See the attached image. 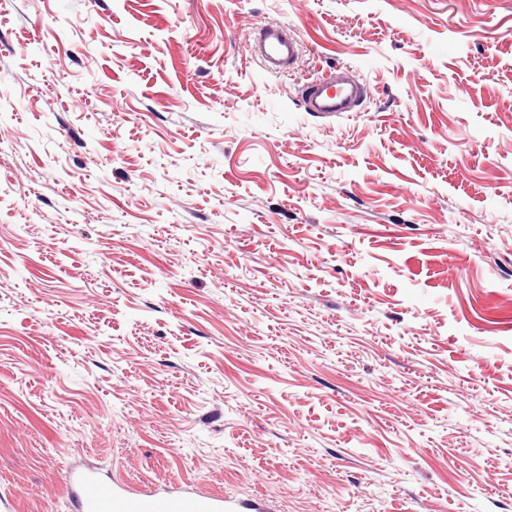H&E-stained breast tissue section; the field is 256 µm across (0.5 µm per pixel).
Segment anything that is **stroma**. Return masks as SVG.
Instances as JSON below:
<instances>
[{"label": "stroma", "instance_id": "obj_1", "mask_svg": "<svg viewBox=\"0 0 512 512\" xmlns=\"http://www.w3.org/2000/svg\"><path fill=\"white\" fill-rule=\"evenodd\" d=\"M77 465L512 512V0H0V512ZM299 49L298 38L278 24L266 25L250 42V53L260 60L263 69L270 74L293 67ZM368 95L365 83L355 76H344L336 69L306 86L302 106L307 112L335 114L352 112Z\"/></svg>", "mask_w": 512, "mask_h": 512}]
</instances>
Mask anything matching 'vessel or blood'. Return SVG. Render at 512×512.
I'll list each match as a JSON object with an SVG mask.
<instances>
[{"instance_id":"b4317fda","label":"vessel or blood","mask_w":512,"mask_h":512,"mask_svg":"<svg viewBox=\"0 0 512 512\" xmlns=\"http://www.w3.org/2000/svg\"><path fill=\"white\" fill-rule=\"evenodd\" d=\"M296 36L278 24L263 27L250 44V52L271 74L293 67L299 55ZM368 95L357 77L328 72L308 83L302 106L305 111L335 114L353 111ZM69 488L78 512H224L223 498L199 493L137 494L86 469L69 474Z\"/></svg>"}]
</instances>
